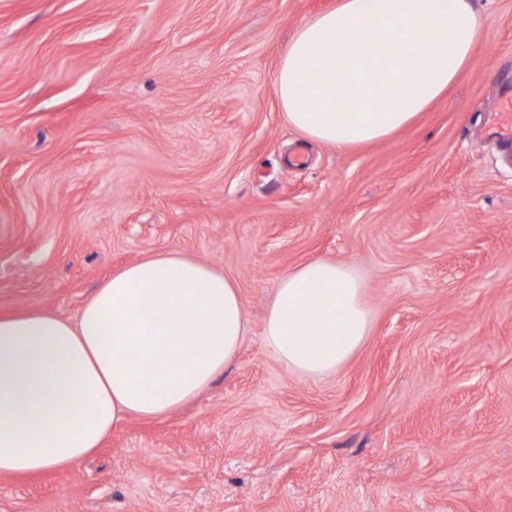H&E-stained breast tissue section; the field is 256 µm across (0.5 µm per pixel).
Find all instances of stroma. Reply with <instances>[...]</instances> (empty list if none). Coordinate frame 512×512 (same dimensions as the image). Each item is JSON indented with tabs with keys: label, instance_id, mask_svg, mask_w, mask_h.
I'll list each match as a JSON object with an SVG mask.
<instances>
[{
	"label": "stroma",
	"instance_id": "1",
	"mask_svg": "<svg viewBox=\"0 0 512 512\" xmlns=\"http://www.w3.org/2000/svg\"><path fill=\"white\" fill-rule=\"evenodd\" d=\"M336 0H0V316L75 319L112 272L177 251L235 280V361L66 468L0 475V512H512V0L409 127L338 149L288 126L277 67ZM314 259L365 280L335 372L263 340ZM496 137L504 145L512 144V94L506 90L499 95L496 111Z\"/></svg>",
	"mask_w": 512,
	"mask_h": 512
}]
</instances>
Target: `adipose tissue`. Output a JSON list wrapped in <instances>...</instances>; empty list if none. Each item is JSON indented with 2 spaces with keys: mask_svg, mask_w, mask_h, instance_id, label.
Wrapping results in <instances>:
<instances>
[{
  "mask_svg": "<svg viewBox=\"0 0 512 512\" xmlns=\"http://www.w3.org/2000/svg\"><path fill=\"white\" fill-rule=\"evenodd\" d=\"M473 0H336L282 57L276 96L290 126L338 148L407 126L456 81L481 38ZM382 111L365 109L374 84ZM356 267L309 261L277 284L264 323L293 372L336 371L371 325ZM245 332L236 282L177 252L115 273L76 321L0 316V474H32L92 453L128 417L177 411L221 374Z\"/></svg>",
  "mask_w": 512,
  "mask_h": 512,
  "instance_id": "obj_1",
  "label": "adipose tissue"
}]
</instances>
